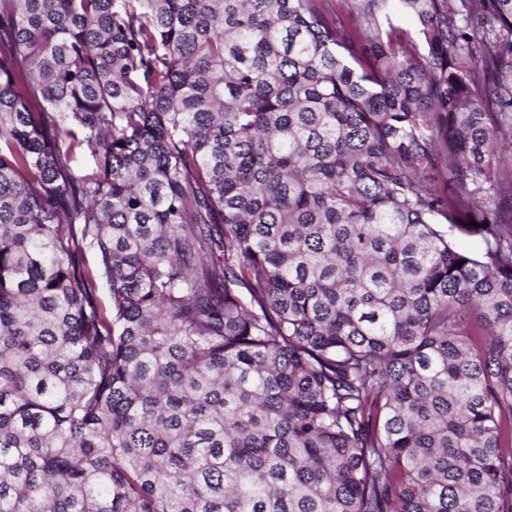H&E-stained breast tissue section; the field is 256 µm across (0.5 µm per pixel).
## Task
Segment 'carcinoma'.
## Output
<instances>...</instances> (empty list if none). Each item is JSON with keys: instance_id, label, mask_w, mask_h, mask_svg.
<instances>
[{"instance_id": "obj_1", "label": "carcinoma", "mask_w": 512, "mask_h": 512, "mask_svg": "<svg viewBox=\"0 0 512 512\" xmlns=\"http://www.w3.org/2000/svg\"><path fill=\"white\" fill-rule=\"evenodd\" d=\"M349 18L0 0V512H512V0Z\"/></svg>"}]
</instances>
